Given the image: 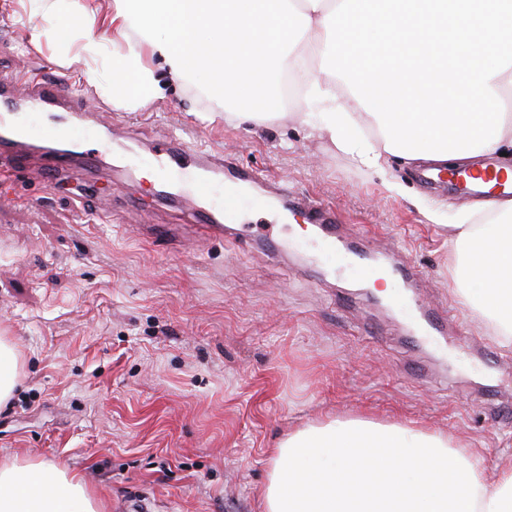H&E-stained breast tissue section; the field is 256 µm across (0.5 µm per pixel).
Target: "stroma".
<instances>
[{"label":"stroma","instance_id":"obj_1","mask_svg":"<svg viewBox=\"0 0 512 512\" xmlns=\"http://www.w3.org/2000/svg\"><path fill=\"white\" fill-rule=\"evenodd\" d=\"M19 10L0 0V75L19 82L32 69L80 86L94 117L74 140L97 147L108 126L112 149L95 172L0 187V334L21 359L0 407V464H63L107 512H261L270 448L323 415L413 422L455 434L487 467L512 460V346L453 285L454 226L483 222L476 198L423 188L415 163L396 156L381 173L358 167L297 120L294 77L291 119L259 127L209 121L194 83L113 107L57 42L33 45L39 21L18 22ZM180 130L331 207L335 264L358 249L414 278L371 299L370 271L330 274L297 247L283 201L251 193L240 221L276 222L293 250L274 259L229 236L199 238L153 175V144ZM139 224L179 230L156 245ZM428 306L452 315L454 335L422 340Z\"/></svg>","mask_w":512,"mask_h":512}]
</instances>
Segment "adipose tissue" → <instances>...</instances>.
<instances>
[{
    "label": "adipose tissue",
    "instance_id": "obj_1",
    "mask_svg": "<svg viewBox=\"0 0 512 512\" xmlns=\"http://www.w3.org/2000/svg\"><path fill=\"white\" fill-rule=\"evenodd\" d=\"M43 18L33 43L65 44L111 72L119 108L164 98L197 73L213 118H283L282 69L314 63L302 122L359 164L384 155L464 162L512 148V0H22ZM104 23L107 37L92 30ZM361 106L380 138L352 135ZM453 280L464 304L512 345V205L461 224ZM263 512H512V464L492 470L454 435L328 416L270 449ZM0 512H104L68 467L0 465Z\"/></svg>",
    "mask_w": 512,
    "mask_h": 512
}]
</instances>
